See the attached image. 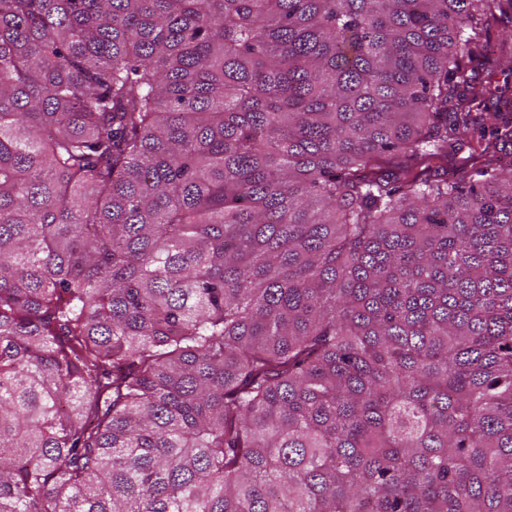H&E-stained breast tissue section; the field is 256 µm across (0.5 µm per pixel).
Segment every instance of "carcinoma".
Listing matches in <instances>:
<instances>
[{"label":"carcinoma","instance_id":"carcinoma-1","mask_svg":"<svg viewBox=\"0 0 512 512\" xmlns=\"http://www.w3.org/2000/svg\"><path fill=\"white\" fill-rule=\"evenodd\" d=\"M512 0H0V512H512ZM469 75L479 81H489L512 98V56L495 52L488 60L469 65Z\"/></svg>","mask_w":512,"mask_h":512}]
</instances>
